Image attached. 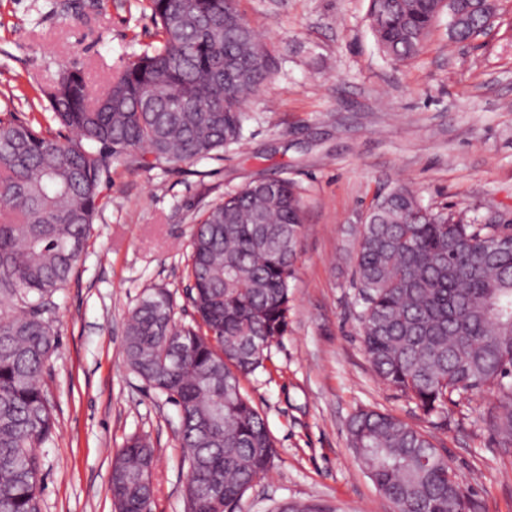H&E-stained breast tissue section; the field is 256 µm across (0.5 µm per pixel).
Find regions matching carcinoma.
<instances>
[{"mask_svg":"<svg viewBox=\"0 0 512 512\" xmlns=\"http://www.w3.org/2000/svg\"><path fill=\"white\" fill-rule=\"evenodd\" d=\"M158 45L129 57L92 94L85 74L63 69L44 91L48 120L75 133L0 119V512H39L38 448L55 433L45 372L57 334L44 317L68 281L100 206L101 177L138 151L142 167L204 159L242 139L244 104L268 80L274 58L236 0H146ZM475 0H370L382 52L415 59L430 28L448 15V38L478 35ZM235 61L243 79L224 81ZM300 188L266 177L224 197L190 241L188 298L196 324L180 326L171 293L145 292L130 312L128 367L177 407L189 461L187 512H233L263 478L275 442L241 391L268 371L288 329L298 241ZM512 224L455 220L406 186L378 196L356 230L355 285L362 343L376 376L426 416L453 394H488L483 421L512 446V248L497 242ZM348 439L395 512H476L428 436L389 413L361 409ZM153 449L132 436L112 460L114 512H150Z\"/></svg>","mask_w":512,"mask_h":512,"instance_id":"cac0c4a2","label":"carcinoma"}]
</instances>
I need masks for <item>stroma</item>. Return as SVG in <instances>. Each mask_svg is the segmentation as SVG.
Masks as SVG:
<instances>
[{
  "instance_id": "stroma-1",
  "label": "stroma",
  "mask_w": 512,
  "mask_h": 512,
  "mask_svg": "<svg viewBox=\"0 0 512 512\" xmlns=\"http://www.w3.org/2000/svg\"><path fill=\"white\" fill-rule=\"evenodd\" d=\"M271 50V80L245 104L241 142L178 167L113 162L77 268L54 295L59 349L48 362L57 419L40 448V512H113L112 459L128 437L154 449L151 512H186L188 464L177 409L133 374L124 331L144 290L164 288L178 324L192 322L189 243L204 211L261 176L301 189L288 330L269 371L242 388L276 444L268 473L236 512L286 503L336 512H393L347 445L346 423L375 408L415 426L447 454L478 512H512V453L458 396L425 418L373 373L354 286L357 224L375 196L406 185L425 205L512 224V0L467 44L434 25L420 55L386 57L369 0H239ZM158 42L143 0H0V118L39 125L43 94L63 66L100 89L123 59Z\"/></svg>"
}]
</instances>
